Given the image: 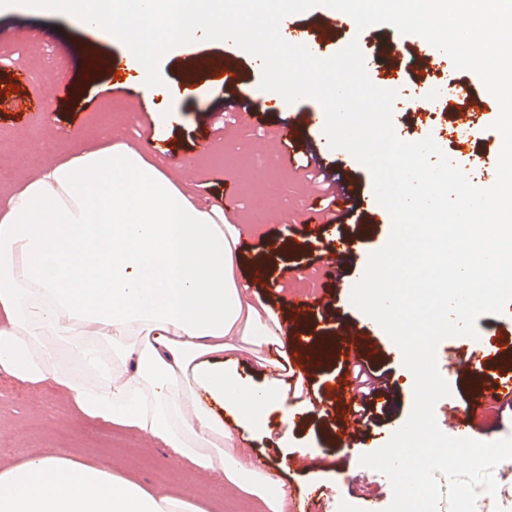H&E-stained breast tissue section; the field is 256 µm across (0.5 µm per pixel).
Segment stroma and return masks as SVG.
Instances as JSON below:
<instances>
[{
  "label": "stroma",
  "instance_id": "obj_1",
  "mask_svg": "<svg viewBox=\"0 0 512 512\" xmlns=\"http://www.w3.org/2000/svg\"><path fill=\"white\" fill-rule=\"evenodd\" d=\"M94 47L108 59L123 54L120 42L79 19L34 11L19 0L0 9V185L33 178L44 166L54 162L61 151L93 142L106 128L114 137L145 147L163 169H172L178 158L192 157V167L185 178L198 198L210 203L227 202V220L253 238V246L244 256L245 264L256 263L269 250L283 248L281 259L270 269L271 282H253L245 274L240 281L246 286L249 301L259 300L278 313H287L288 305L280 301L275 283L287 282L289 292L294 294L309 293L314 281L307 269L321 252L330 249L328 240L316 241L294 232V225L304 221L305 194L291 167L278 161L280 128L287 126L290 115L316 108V101L299 100L289 104L286 111L270 117L264 125L253 126L235 117L222 124L213 118L201 121L194 111L195 100L183 98L177 102L178 108L184 111L181 125L154 141L150 138V115L166 111L169 100L144 99L136 78H128L125 85L119 86L113 73L91 72L89 52ZM223 53V45L203 40L182 45L163 55L158 74L162 83L169 85L181 79L183 62ZM233 60L229 77H216L214 98L224 97V83L229 80L236 98L256 108L264 106L271 93L260 86V60L240 48L236 49ZM18 64L28 72L23 92L40 99L41 112L18 115L12 110L13 96L1 93ZM452 81L476 85L480 79L472 71L455 69L447 57L440 68L429 73L412 76L405 67H398L387 80L388 88L398 93L393 106V125L397 136L407 142L435 137L439 148L471 180H480L498 163L502 137L497 131H490L485 143L462 148L456 134L442 131L437 117L420 119L409 111L416 93L423 87L441 91L433 106L437 116L472 110L470 101L449 90ZM481 98L482 109L472 110V119L478 125L485 114L499 110L497 100L489 92H482ZM212 139L218 140L219 148L210 152L204 145ZM228 180L237 186L236 196L229 200L224 197V183ZM267 185L278 188L279 202L261 212L255 205V193ZM391 230V225H384L377 235L365 241L353 259L354 273L345 277L338 291L329 294V306L322 314L328 328L354 329L364 336L378 330V323L352 304L351 292L358 280L357 268L365 266L369 256L386 245ZM375 352L376 364L387 370L397 387V404L392 415L379 416L370 425L371 432L377 433L384 444L410 415L414 377L404 366L402 352L392 340H385ZM277 440L274 433L255 436L245 451L271 457L273 465L282 470L286 484L335 485L331 468L305 473L292 470L293 455L278 448ZM45 452L91 460L103 469L143 481L160 493L186 494L193 504L208 508L209 512H260L256 498L191 470L151 439L82 418L72 409L62 390L49 384L27 385L1 374L0 470ZM348 473L358 477V486L318 502L319 512H339L344 502L350 503L351 512H367V499L371 496L376 498L379 512H385L393 499L388 478L357 463Z\"/></svg>",
  "mask_w": 512,
  "mask_h": 512
}]
</instances>
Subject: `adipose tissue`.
Here are the masks:
<instances>
[{
    "instance_id": "adipose-tissue-1",
    "label": "adipose tissue",
    "mask_w": 512,
    "mask_h": 512,
    "mask_svg": "<svg viewBox=\"0 0 512 512\" xmlns=\"http://www.w3.org/2000/svg\"><path fill=\"white\" fill-rule=\"evenodd\" d=\"M141 147L106 140L0 194V373L55 384L75 410L147 436L188 467L286 512L277 469L228 449L280 412L291 448L287 320L243 301L242 234ZM66 350L71 364L60 363ZM266 350L262 381L243 350ZM0 512H201L64 455L0 471Z\"/></svg>"
}]
</instances>
